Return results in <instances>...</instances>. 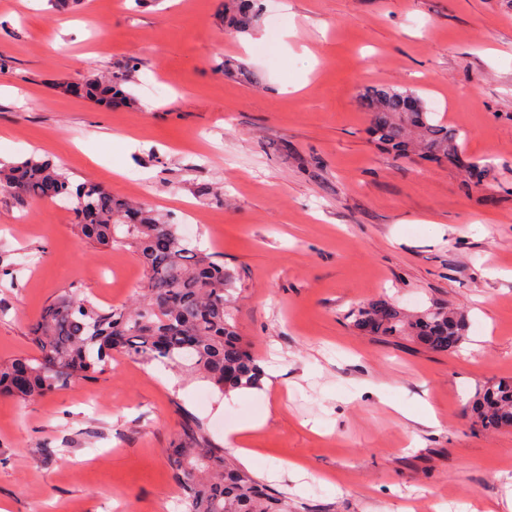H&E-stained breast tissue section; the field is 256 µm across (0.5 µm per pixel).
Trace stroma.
<instances>
[{
    "label": "stroma",
    "mask_w": 512,
    "mask_h": 512,
    "mask_svg": "<svg viewBox=\"0 0 512 512\" xmlns=\"http://www.w3.org/2000/svg\"><path fill=\"white\" fill-rule=\"evenodd\" d=\"M224 0H0V163L35 155L142 202L235 273L237 330L281 373L257 389L145 365L123 352L93 381L34 401L0 395L8 512H187L167 450L178 407L216 443L248 427L246 468L305 512H487L512 494V428L466 406L512 379V0H263L225 33ZM259 85L226 76L225 59ZM136 107L66 92L129 61ZM418 91L490 175L375 145L357 96ZM57 200L0 189V360L33 357L57 295L130 303L145 270L80 238ZM460 308L465 339L434 353L354 328L359 304ZM428 401L440 427L395 406ZM298 481L282 477L288 464Z\"/></svg>",
    "instance_id": "35a3bbf8"
}]
</instances>
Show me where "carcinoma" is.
I'll return each mask as SVG.
<instances>
[{"label":"carcinoma","instance_id":"obj_1","mask_svg":"<svg viewBox=\"0 0 512 512\" xmlns=\"http://www.w3.org/2000/svg\"><path fill=\"white\" fill-rule=\"evenodd\" d=\"M224 19L228 32H251L260 19L258 0H225ZM125 83L123 73L86 78L85 97L134 106ZM359 101L378 146L439 165L461 164L460 131L436 119L417 91L366 87ZM0 188L23 199L50 192L73 200L71 225L79 234L104 249H133L146 272L130 304L103 307L74 291L46 305L30 330L37 355L0 362V394L29 401L76 380H93L110 367L116 349L146 364L184 368L224 393L260 386L259 365L236 330L230 305L235 276L224 260L190 248L178 225L108 187L93 180L72 184L67 172L46 159L1 165ZM351 316L363 333L408 338L440 353L460 346L466 326L461 312L444 305L411 315L389 299L363 304ZM467 408L481 428H502L512 419V380L478 385ZM178 410L182 438L169 459L188 512H300L287 494L214 443L201 419L182 406Z\"/></svg>","mask_w":512,"mask_h":512}]
</instances>
